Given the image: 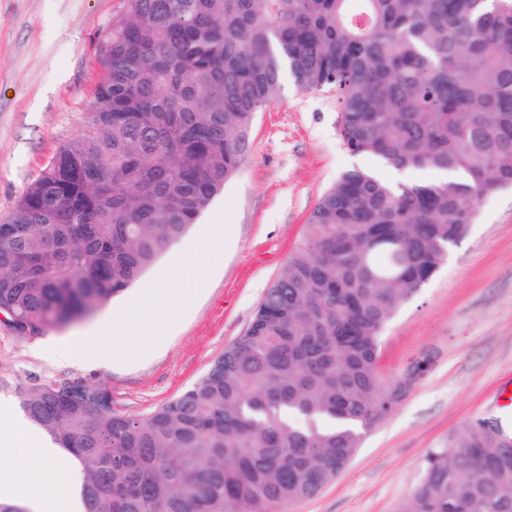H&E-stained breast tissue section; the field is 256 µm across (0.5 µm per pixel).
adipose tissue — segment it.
I'll list each match as a JSON object with an SVG mask.
<instances>
[{
  "label": "adipose tissue",
  "instance_id": "1",
  "mask_svg": "<svg viewBox=\"0 0 512 512\" xmlns=\"http://www.w3.org/2000/svg\"><path fill=\"white\" fill-rule=\"evenodd\" d=\"M228 232V226L217 219L204 225L137 297L77 337L55 343L58 355L81 363L117 362L124 360L123 349L134 336L142 337L143 352L161 347L213 272L212 267L196 264L195 256L215 251ZM0 427L8 433L21 432L25 447L21 470L0 468V487L21 497L31 512H78L75 474L57 448L5 405L0 406Z\"/></svg>",
  "mask_w": 512,
  "mask_h": 512
}]
</instances>
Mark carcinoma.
<instances>
[{
	"instance_id": "carcinoma-1",
	"label": "carcinoma",
	"mask_w": 512,
	"mask_h": 512,
	"mask_svg": "<svg viewBox=\"0 0 512 512\" xmlns=\"http://www.w3.org/2000/svg\"><path fill=\"white\" fill-rule=\"evenodd\" d=\"M95 44L81 134L0 220V324L36 336L135 284L241 168L290 75L334 93L353 167L310 212L247 331L136 418L99 386L19 389L83 469V512H283L334 481L410 384L380 370L385 326L512 188V0H125ZM303 420L298 425L288 415ZM499 424L427 455L398 512H512Z\"/></svg>"
}]
</instances>
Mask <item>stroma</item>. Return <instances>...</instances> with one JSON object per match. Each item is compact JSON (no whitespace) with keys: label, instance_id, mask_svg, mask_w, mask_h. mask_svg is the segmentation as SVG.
I'll use <instances>...</instances> for the list:
<instances>
[{"label":"stroma","instance_id":"35a3bbf8","mask_svg":"<svg viewBox=\"0 0 512 512\" xmlns=\"http://www.w3.org/2000/svg\"><path fill=\"white\" fill-rule=\"evenodd\" d=\"M124 8L125 0H0V219L95 110V43ZM374 164L344 147L332 94L300 92L283 79L280 96L256 116L244 164L199 218L205 224L223 211L231 234L216 255L199 256L217 269L165 344L143 357L135 338L127 362L68 364L47 343L75 337L84 322L35 337L0 326V398L17 407L19 388L66 379L106 388L115 412L148 416L245 333L336 178ZM417 362L424 373L347 468L284 512H396L432 449L498 416V391L512 381L511 189L481 202L467 236L386 326L382 374L399 377Z\"/></svg>","mask_w":512,"mask_h":512}]
</instances>
